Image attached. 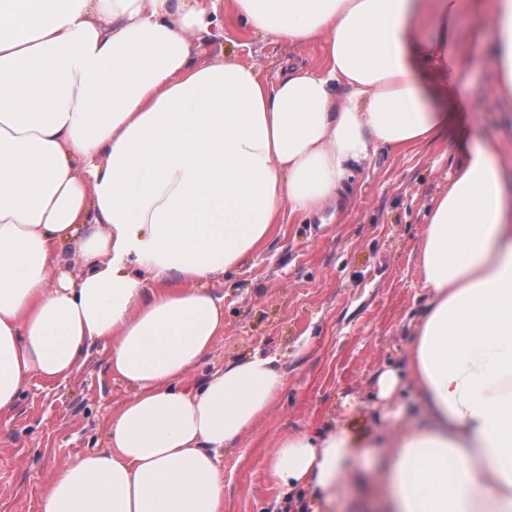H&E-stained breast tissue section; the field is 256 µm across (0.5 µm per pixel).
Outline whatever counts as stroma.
Here are the masks:
<instances>
[{
  "label": "stroma",
  "mask_w": 512,
  "mask_h": 512,
  "mask_svg": "<svg viewBox=\"0 0 512 512\" xmlns=\"http://www.w3.org/2000/svg\"><path fill=\"white\" fill-rule=\"evenodd\" d=\"M225 6L224 34L204 49L253 64L262 79L289 67L321 68V43H276L239 27ZM463 72L475 96L461 103L456 129L398 152L378 151L371 171L357 174L343 209L277 225L272 237L236 269L209 285L224 299V332L188 384L231 362L263 354L285 376L279 396L219 461L223 512H282L286 496L266 472V458L288 435L338 427L373 439L393 437L415 417L419 396L407 375L415 326L428 298L419 257L431 200L444 191L461 161L470 116L491 135L506 134L504 104L492 93L494 75L464 52ZM108 347L95 346L65 381H32L15 409L0 415V512H39L43 488L67 459L102 447L113 411L134 393L106 370ZM401 377L403 414L387 417L377 380Z\"/></svg>",
  "instance_id": "obj_1"
}]
</instances>
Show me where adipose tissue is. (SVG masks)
Here are the masks:
<instances>
[{
    "mask_svg": "<svg viewBox=\"0 0 512 512\" xmlns=\"http://www.w3.org/2000/svg\"><path fill=\"white\" fill-rule=\"evenodd\" d=\"M220 0H0V414L66 380L95 344L134 395L106 445L55 472L40 512H223L217 454L285 385L269 356L185 383L224 304L208 283L275 225L342 198L378 149L458 119L464 39L512 98V0H233L323 67L261 79L205 55ZM83 268L64 269L68 256ZM429 310L408 365L424 409L383 465L378 512H512V153L475 135L433 199ZM343 428L281 439V487L324 499L352 476Z\"/></svg>",
    "mask_w": 512,
    "mask_h": 512,
    "instance_id": "obj_1",
    "label": "adipose tissue"
}]
</instances>
